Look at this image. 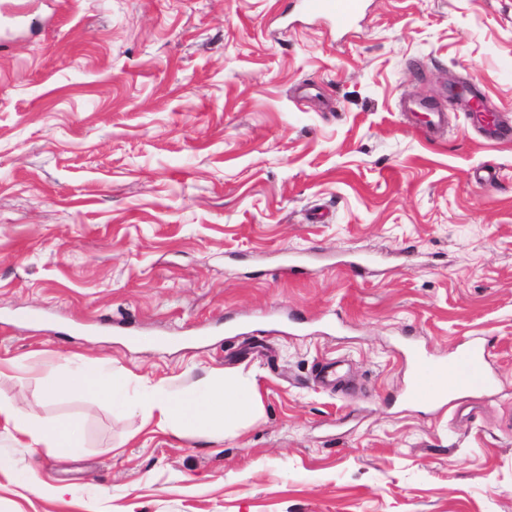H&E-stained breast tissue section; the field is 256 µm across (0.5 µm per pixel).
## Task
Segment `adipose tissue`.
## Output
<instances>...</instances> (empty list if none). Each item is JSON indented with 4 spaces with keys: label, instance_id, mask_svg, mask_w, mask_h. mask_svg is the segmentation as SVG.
Listing matches in <instances>:
<instances>
[{
    "label": "adipose tissue",
    "instance_id": "adipose-tissue-1",
    "mask_svg": "<svg viewBox=\"0 0 512 512\" xmlns=\"http://www.w3.org/2000/svg\"><path fill=\"white\" fill-rule=\"evenodd\" d=\"M132 378L123 373H105L85 365L78 370L47 378L39 398L50 401L63 394L89 395L111 401L124 394ZM143 425L177 437L210 441L231 433L233 427L255 422L261 415V398L255 381L213 371L175 395L154 392L138 405ZM0 423L31 445L47 449L59 459L78 454L81 430L71 421L42 424L33 415L0 401Z\"/></svg>",
    "mask_w": 512,
    "mask_h": 512
}]
</instances>
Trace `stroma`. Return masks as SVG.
I'll list each match as a JSON object with an SVG mask.
<instances>
[{
  "label": "stroma",
  "instance_id": "35a3bbf8",
  "mask_svg": "<svg viewBox=\"0 0 512 512\" xmlns=\"http://www.w3.org/2000/svg\"><path fill=\"white\" fill-rule=\"evenodd\" d=\"M9 2L0 399L78 422L84 452L0 426V512H512V142L451 92L512 119V0H364L342 33L287 0ZM473 336L495 387L472 411L405 399L408 338L444 359ZM87 360L171 392L246 376L262 415L204 442L39 402ZM328 360L349 370L334 391ZM29 471L69 495L19 486ZM466 105L470 112V117L478 126L483 138L487 141L496 142L512 136V125L496 117L494 113L481 112L480 100L476 94L470 93L466 100ZM404 112L410 118L416 121H423L426 128L435 132L448 126V117L446 112L435 109L430 103L423 101H411L404 105Z\"/></svg>",
  "mask_w": 512,
  "mask_h": 512
}]
</instances>
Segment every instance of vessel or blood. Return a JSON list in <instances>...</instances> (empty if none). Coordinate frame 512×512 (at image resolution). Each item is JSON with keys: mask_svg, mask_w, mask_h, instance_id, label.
<instances>
[{"mask_svg": "<svg viewBox=\"0 0 512 512\" xmlns=\"http://www.w3.org/2000/svg\"><path fill=\"white\" fill-rule=\"evenodd\" d=\"M299 2L307 14L330 18L340 29L351 24L361 7V0ZM466 105L484 139L496 142L512 137V125L493 113L482 111L477 95H469ZM404 112L408 117L425 123L427 129L433 132L448 125L446 112L427 102L405 103ZM487 348L486 342L472 338L461 343L447 361L439 362L429 360L417 345L407 344L405 352L410 359V379L406 396L429 404H451L459 395H485L494 385L493 375L487 366Z\"/></svg>", "mask_w": 512, "mask_h": 512, "instance_id": "b4317fda", "label": "vessel or blood"}]
</instances>
